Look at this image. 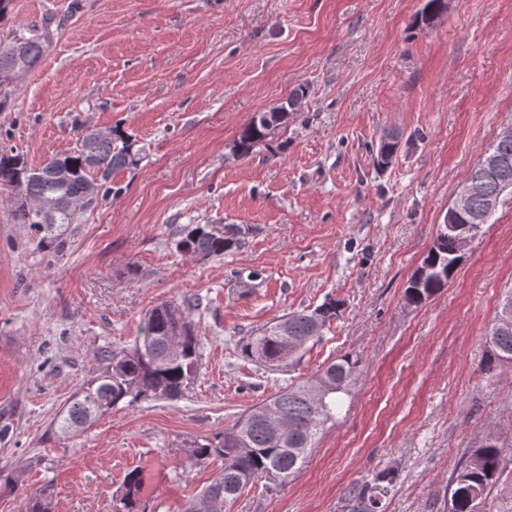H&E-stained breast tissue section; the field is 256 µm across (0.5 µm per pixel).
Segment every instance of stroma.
I'll return each instance as SVG.
<instances>
[{
    "label": "stroma",
    "instance_id": "1",
    "mask_svg": "<svg viewBox=\"0 0 512 512\" xmlns=\"http://www.w3.org/2000/svg\"><path fill=\"white\" fill-rule=\"evenodd\" d=\"M11 0L0 42L51 13L64 25L0 112V143L30 167L83 129L122 125L143 150L63 246L16 223L0 185V512L53 490L52 512H113L124 480L137 512H182L220 468L188 446L333 358L361 361L346 416L303 468L249 486L226 512H350V494L399 470L384 512H446V490L485 432L512 446V366L486 382L485 335L512 288V197L452 280L406 305L459 187L512 125V0ZM286 126L247 157L232 143L295 89ZM398 140L374 165L383 137ZM188 224H235L240 249L200 258ZM199 297L200 370L177 401L109 411L63 438L50 423L98 369L133 347L156 304ZM334 298L341 311L292 369L266 373L239 338ZM141 489V479L136 471L130 472L125 481V493L119 499V504L115 505L116 512H133L131 510L136 503V499Z\"/></svg>",
    "mask_w": 512,
    "mask_h": 512
}]
</instances>
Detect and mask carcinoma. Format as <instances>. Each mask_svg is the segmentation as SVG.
I'll use <instances>...</instances> for the list:
<instances>
[{"label": "carcinoma", "mask_w": 512, "mask_h": 512, "mask_svg": "<svg viewBox=\"0 0 512 512\" xmlns=\"http://www.w3.org/2000/svg\"><path fill=\"white\" fill-rule=\"evenodd\" d=\"M63 22L64 19L47 14L16 29L8 43H0V61L10 60L28 71L33 69L52 43L53 27L59 28ZM290 112L291 104L287 101L253 118L238 136L240 156L251 154L263 144L270 130L288 124L286 114ZM111 131L105 138L96 137L93 131L84 132L75 149L52 156L37 169L28 168L24 158L13 150L0 148V183L14 188L17 194L14 219L42 233V246L50 248L62 243L66 225L76 223L78 211L69 207L67 200L85 195L92 184L95 193L84 206L91 209L107 193L112 172L137 166L139 159L130 154L131 138L118 126ZM488 155L500 159V165L485 172L481 159L470 171V176L479 179L482 185L480 193L471 199L473 211L482 209L485 196L498 192L505 183L512 184V139L496 140ZM39 197L60 202L49 224L43 222L38 212L25 206L26 199ZM241 245V230L222 224H188L179 241L184 252L202 258L221 256ZM454 252V242L445 238L436 247V253L424 256L423 262L433 267L431 278L421 286L408 280L404 291L407 305L419 306L448 284L454 272ZM201 309L198 297L162 302L145 315L140 339L132 348L103 350L95 375L82 384L53 420L58 433L72 437L121 404L132 406L150 400L181 398L197 373L200 341L195 336L191 315ZM340 309L338 301L327 299L312 310L292 312L284 318L287 333H281L276 323L252 336H244L239 340L241 354L265 372H279L300 361L306 345L321 338ZM485 343L481 369L490 381L499 368L512 365V324L491 327ZM359 366V359L351 354L338 356L309 379L291 382L246 410L224 428V434L216 441L206 437L193 440L188 446L192 464L213 456L222 458L224 464L209 484L186 502L183 512H195L193 505L199 499L231 501L261 478L285 480L298 471L322 427L336 419L344 397L350 395L358 380ZM270 408L288 420V439H281L268 423ZM507 465L504 444L486 436L481 438L451 480L448 512H474L475 499L482 503L488 500ZM397 477L398 470L388 468L357 486L353 491L354 512H381ZM140 489V476L130 472L125 493L115 505L116 512H133ZM22 509L52 512L51 498L43 490L25 498Z\"/></svg>", "instance_id": "carcinoma-1"}]
</instances>
